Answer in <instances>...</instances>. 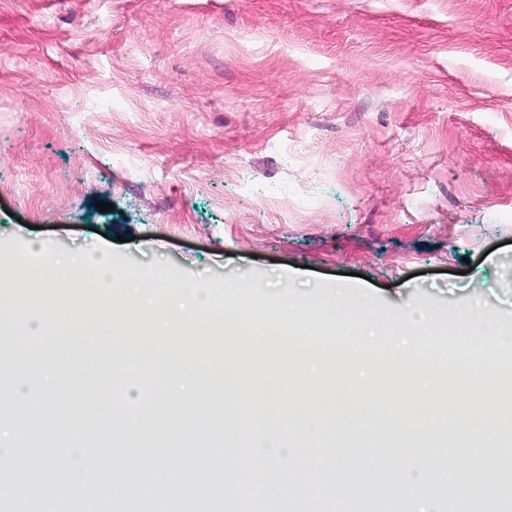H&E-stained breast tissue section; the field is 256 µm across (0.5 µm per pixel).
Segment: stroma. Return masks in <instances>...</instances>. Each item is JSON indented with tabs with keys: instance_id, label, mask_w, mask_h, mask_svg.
<instances>
[{
	"instance_id": "obj_1",
	"label": "stroma",
	"mask_w": 512,
	"mask_h": 512,
	"mask_svg": "<svg viewBox=\"0 0 512 512\" xmlns=\"http://www.w3.org/2000/svg\"><path fill=\"white\" fill-rule=\"evenodd\" d=\"M97 243L512 333V0H0V260Z\"/></svg>"
}]
</instances>
